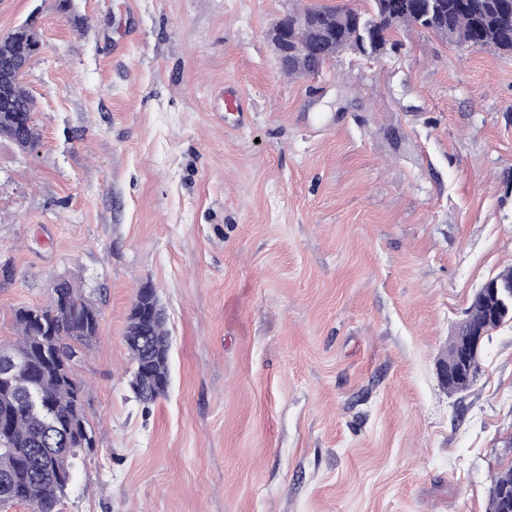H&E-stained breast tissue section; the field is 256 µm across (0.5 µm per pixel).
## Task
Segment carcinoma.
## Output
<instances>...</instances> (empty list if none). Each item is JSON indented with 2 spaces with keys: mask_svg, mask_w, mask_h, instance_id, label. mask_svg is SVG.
I'll return each instance as SVG.
<instances>
[{
  "mask_svg": "<svg viewBox=\"0 0 512 512\" xmlns=\"http://www.w3.org/2000/svg\"><path fill=\"white\" fill-rule=\"evenodd\" d=\"M384 0H370V8L346 6L293 9L274 25L271 42L279 70L290 78L316 77L343 54L369 60L397 53L402 43L396 35L405 31L432 33L451 44L474 50H488L512 57V0H411L414 8L393 24L384 18ZM24 33L13 29L0 38V55L20 54ZM12 101L0 105V138L22 151L39 140L33 123L36 100L14 79L7 88ZM17 340L5 346L28 359L17 371L9 388L0 385V422H7L8 449H0V506L28 502L33 512H60L66 494L64 481L73 472L80 451L69 435L78 423V436L93 447V430L83 407V386L74 372L79 347L97 336L100 313L96 306L69 280L52 289L44 307H21L15 312ZM512 322V297L484 301L472 299L467 317L452 337L445 365H457L458 340L475 331L486 334ZM164 312L156 313L140 344L124 340L134 363L133 373L148 374L137 399L149 404L166 396L160 387L170 379V342ZM38 391L52 412L56 429L47 428L40 416L27 406L29 392ZM486 512H512V465L493 478Z\"/></svg>",
  "mask_w": 512,
  "mask_h": 512,
  "instance_id": "obj_1",
  "label": "carcinoma"
}]
</instances>
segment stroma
Instances as JSON below:
<instances>
[{
    "label": "stroma",
    "mask_w": 512,
    "mask_h": 512,
    "mask_svg": "<svg viewBox=\"0 0 512 512\" xmlns=\"http://www.w3.org/2000/svg\"><path fill=\"white\" fill-rule=\"evenodd\" d=\"M293 6L0 0V36L33 16L42 41L39 142L0 140V345L60 279L100 312L60 512H486L512 465V323L466 390L439 379L512 264V60L414 31L290 80L267 33ZM147 282L149 407L123 342ZM165 324L166 317L162 309L161 312L156 313L153 321L148 325L147 335L143 336L140 345L132 343L130 338L123 339L134 363L132 375L142 370L155 382L154 386L150 382L145 383L139 395H136V398L144 404L153 403L166 396L169 390L160 387L161 381L170 382V342Z\"/></svg>",
    "instance_id": "35a3bbf8"
}]
</instances>
